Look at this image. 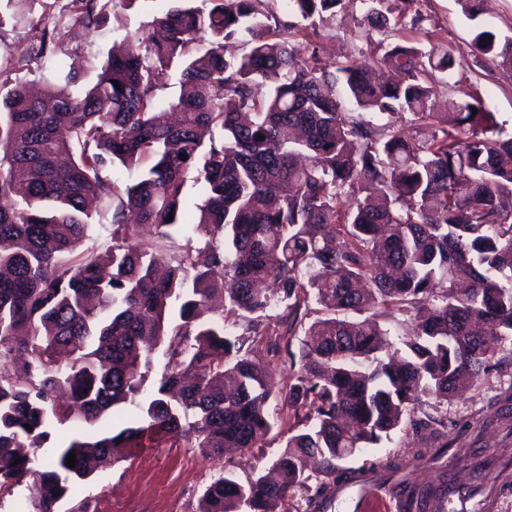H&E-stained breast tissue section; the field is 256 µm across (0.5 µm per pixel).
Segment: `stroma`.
I'll use <instances>...</instances> for the list:
<instances>
[{
    "mask_svg": "<svg viewBox=\"0 0 512 512\" xmlns=\"http://www.w3.org/2000/svg\"><path fill=\"white\" fill-rule=\"evenodd\" d=\"M157 0L145 8L125 10L118 0H97L105 16L101 25L75 23L71 0H0V85L22 81L41 84L54 66L71 61L98 63L122 40L135 41L158 10ZM420 21L404 19L394 43L429 47L441 44L456 65L443 88L444 98L472 95L493 112L500 129L512 134V67L499 59L475 57L471 41L477 26L487 25L502 37H512V0H485L478 19H468L457 0H417ZM361 0H341L334 17L318 23L316 41L329 65L367 63L386 51L377 38L364 34L368 24ZM60 32L53 57L38 53L44 35ZM512 389V353L502 352L496 371L444 411L453 428L448 432L455 465L474 469L478 486L498 485L504 465L512 466V425L497 423L498 398ZM281 441L267 436L262 447L209 456L183 440L155 442L147 448H127L121 458L106 464L65 499L58 512H100L101 502L112 512H198L201 496L216 479L231 474L246 479L276 458Z\"/></svg>",
    "mask_w": 512,
    "mask_h": 512,
    "instance_id": "1",
    "label": "stroma"
}]
</instances>
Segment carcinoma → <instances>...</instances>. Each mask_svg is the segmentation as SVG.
I'll use <instances>...</instances> for the list:
<instances>
[{"instance_id": "1", "label": "carcinoma", "mask_w": 512, "mask_h": 512, "mask_svg": "<svg viewBox=\"0 0 512 512\" xmlns=\"http://www.w3.org/2000/svg\"><path fill=\"white\" fill-rule=\"evenodd\" d=\"M286 2L314 27L340 0ZM370 2L387 39L416 0ZM80 3L78 22L103 20ZM294 26L273 0H179L82 95L74 63L39 97L23 82L0 92L1 494L22 487L34 512H57L100 461L146 440L260 447L275 384L248 343L272 336L279 352L300 333L284 395L298 430L268 470L213 481L198 512H285L296 489L320 507L359 477L337 461L397 433L422 445L371 471L405 512L448 492L441 407L512 342V135L478 99L435 110L447 49L396 45L332 69L317 46L300 52ZM229 39L243 52L228 60ZM472 48L512 66L511 37L481 29ZM339 87L358 112L341 111ZM406 113L413 134L393 121ZM94 200L111 211L108 243L80 254ZM144 226L164 232L144 240ZM401 316L413 328L391 354L379 319ZM121 405L131 425L94 432ZM54 422L84 433L40 465ZM424 462L439 483L406 478Z\"/></svg>"}]
</instances>
